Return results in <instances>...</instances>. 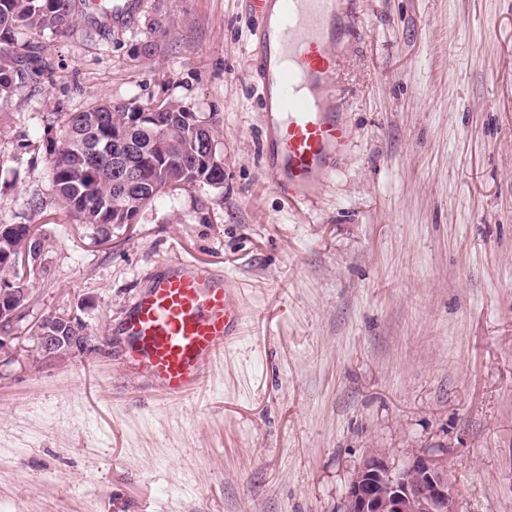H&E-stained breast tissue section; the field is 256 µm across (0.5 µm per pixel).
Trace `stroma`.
Instances as JSON below:
<instances>
[{"label": "stroma", "mask_w": 512, "mask_h": 512, "mask_svg": "<svg viewBox=\"0 0 512 512\" xmlns=\"http://www.w3.org/2000/svg\"><path fill=\"white\" fill-rule=\"evenodd\" d=\"M353 145L312 206L264 178L241 0H77L0 102V224H38L30 318L92 350L0 368V512H344L366 454L440 455L458 512H512V0H356ZM167 101L213 121L222 187L161 196L104 244L59 204L65 116ZM182 256L224 271L245 331L195 396L151 390L114 330ZM142 0H114L112 3V26L127 25L142 4ZM31 230L33 231L32 240L37 242V252L35 258H30L29 253L23 257L22 269L28 276L31 272L38 273L42 268V256L45 250V238L41 229L36 224H31Z\"/></svg>", "instance_id": "1"}]
</instances>
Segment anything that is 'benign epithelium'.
Here are the masks:
<instances>
[{"label":"benign epithelium","instance_id":"7a95c632","mask_svg":"<svg viewBox=\"0 0 512 512\" xmlns=\"http://www.w3.org/2000/svg\"><path fill=\"white\" fill-rule=\"evenodd\" d=\"M32 240L39 244L35 257L24 255L25 274L37 273L42 268L45 238L33 224ZM15 300L0 306V367L17 357L13 345L15 332L20 327L34 331V345L27 350L28 363L60 361L62 347L72 342L67 330L76 328L70 316L54 314L43 316L26 326L29 292H14ZM345 512H458L457 492L448 481V473L438 455L415 453L401 467L389 464L379 453L367 455L352 477L345 494Z\"/></svg>","mask_w":512,"mask_h":512}]
</instances>
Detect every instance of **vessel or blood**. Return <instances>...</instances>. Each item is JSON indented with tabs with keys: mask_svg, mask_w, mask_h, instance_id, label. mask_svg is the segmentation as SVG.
I'll use <instances>...</instances> for the list:
<instances>
[{
	"mask_svg": "<svg viewBox=\"0 0 512 512\" xmlns=\"http://www.w3.org/2000/svg\"><path fill=\"white\" fill-rule=\"evenodd\" d=\"M141 3L113 0V26L127 25ZM247 9L257 24L250 76L264 90V175L294 203L309 205L351 146L337 48L355 32V12L345 0H247ZM243 322L242 292L231 279L181 258L153 273L118 332L148 383L179 399L202 386Z\"/></svg>",
	"mask_w": 512,
	"mask_h": 512,
	"instance_id": "1",
	"label": "vessel or blood"
}]
</instances>
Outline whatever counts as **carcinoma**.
Here are the masks:
<instances>
[{"label": "carcinoma", "mask_w": 512, "mask_h": 512, "mask_svg": "<svg viewBox=\"0 0 512 512\" xmlns=\"http://www.w3.org/2000/svg\"><path fill=\"white\" fill-rule=\"evenodd\" d=\"M74 0H0V43L12 45L18 34L58 33L73 17ZM25 79L20 60L0 56V99ZM183 131L172 150L158 152L170 127ZM135 146L132 159L137 179L155 184L150 195L124 196L115 185L116 142ZM211 126L197 124L195 113L175 103L135 100L102 103L73 112L63 121L50 165V177L63 207L78 224L102 234L131 223L141 210L165 193L195 186L224 184V154L208 152ZM28 225L0 224V268L10 269L25 249Z\"/></svg>", "instance_id": "1"}]
</instances>
